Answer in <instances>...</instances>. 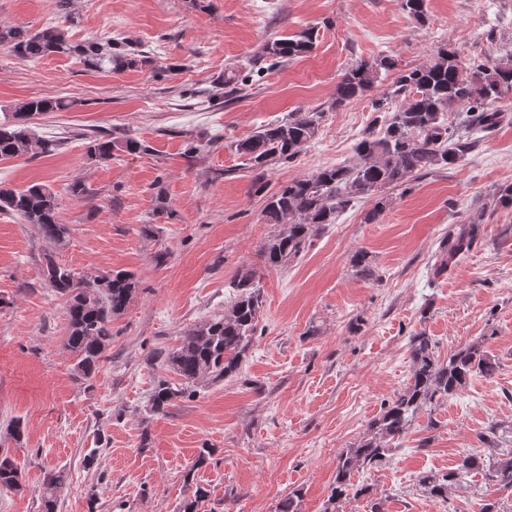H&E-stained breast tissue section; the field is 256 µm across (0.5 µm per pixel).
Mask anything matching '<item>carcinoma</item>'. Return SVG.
<instances>
[{"label": "carcinoma", "instance_id": "carcinoma-1", "mask_svg": "<svg viewBox=\"0 0 512 512\" xmlns=\"http://www.w3.org/2000/svg\"><path fill=\"white\" fill-rule=\"evenodd\" d=\"M313 47L312 31L302 30L266 41L261 58L273 68L285 60L305 56ZM0 48L20 60L52 55L75 57L90 69L115 74L152 65L151 58L130 42H74L56 26L33 32L0 25ZM394 67L395 62L386 57L357 63L337 82L334 105L363 98L375 88L380 72ZM395 85V93L403 95L400 104L391 111L381 130L363 136L351 165L320 167L266 194L265 171L269 166L294 162L315 139L324 117V111L318 108L291 112L235 144V152L245 158V166L255 171L250 191L265 196V223L280 227L259 247L266 267L288 266L302 255L313 237L326 225L336 223L338 214L355 201L375 200L365 216V223L371 224L387 205L386 190L463 162L477 145L469 132L474 128L493 129L506 115L495 104L512 97V60L490 62L471 58L464 62L456 49L440 46L422 66L400 72ZM73 106L72 101L36 97L15 106L11 119L0 123V161L28 154H54L62 139L38 137L29 124L38 115L62 112ZM451 112L460 118L456 125L448 122ZM144 150L146 146L133 137L114 138L101 133L87 138L86 144L88 158L95 161H110L119 151L136 154ZM57 209V196L45 184L33 183L22 189L0 186V212L14 216L21 224L34 225L45 240L53 243L63 242L68 234L67 226L58 222ZM479 232L478 217L460 225L443 249L434 276L458 265ZM41 278L47 287L66 299L68 327L64 348L75 360L78 376L89 380L112 344V319L125 311L138 288L135 274L120 269L80 277L49 256ZM231 288L233 300L224 312L184 331L178 347L167 355L165 365L181 383L157 380L150 396L153 412H167L177 399L191 396L205 379L222 381L239 373L257 332L263 297L257 272L246 263L234 275ZM408 351L409 381L372 421L367 434L337 455L331 494L323 512H344V504L360 498L367 501L369 512H383L382 502L371 500L370 487L354 482L355 473L383 464L421 411H430L460 393L474 375H493L497 367L495 359L479 342L467 344L442 359L432 337L420 332L409 337ZM477 472L496 491L512 494V452L496 461H488L477 453L468 454L449 472H426L419 476L418 485L429 497L445 501L450 489ZM66 480L67 472L63 469L47 474L40 512H57V491ZM2 489L23 490L19 467L8 456H0ZM208 497L207 489L196 487L193 497L182 504V512H202Z\"/></svg>", "mask_w": 512, "mask_h": 512}]
</instances>
